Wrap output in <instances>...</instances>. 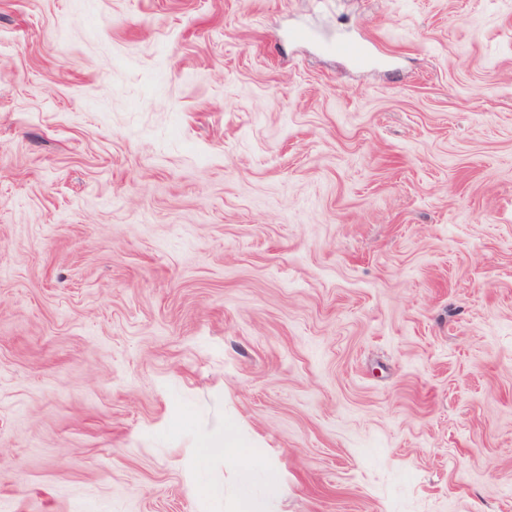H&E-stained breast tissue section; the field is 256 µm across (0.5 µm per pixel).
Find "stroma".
Segmentation results:
<instances>
[{
    "instance_id": "35a3bbf8",
    "label": "stroma",
    "mask_w": 512,
    "mask_h": 512,
    "mask_svg": "<svg viewBox=\"0 0 512 512\" xmlns=\"http://www.w3.org/2000/svg\"><path fill=\"white\" fill-rule=\"evenodd\" d=\"M228 426L512 512V0H0V512H235Z\"/></svg>"
}]
</instances>
